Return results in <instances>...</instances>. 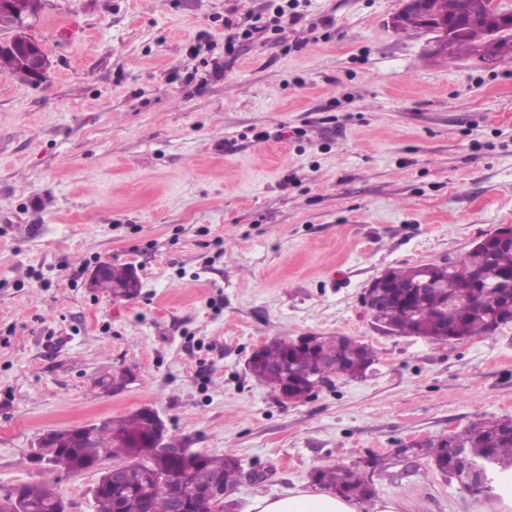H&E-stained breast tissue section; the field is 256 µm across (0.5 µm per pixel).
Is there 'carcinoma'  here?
Wrapping results in <instances>:
<instances>
[{
	"label": "carcinoma",
	"mask_w": 512,
	"mask_h": 512,
	"mask_svg": "<svg viewBox=\"0 0 512 512\" xmlns=\"http://www.w3.org/2000/svg\"><path fill=\"white\" fill-rule=\"evenodd\" d=\"M481 0H433L437 17L464 19L455 39L452 55H476L498 39L500 23L477 8ZM22 62L15 52L0 51V73L22 81ZM129 267L110 266L96 287L107 288L113 297L133 298L138 289L127 280ZM371 300V314L380 324L401 334H409L436 345L494 335L512 323V245L493 243L485 254L472 250L442 264L399 266L385 270ZM375 362V352L367 344L347 336H309L301 345L274 339L263 345L250 362V372L271 390L299 396L303 391L330 380V376L362 378ZM128 373L122 370L96 381L97 393L107 394L122 386ZM154 430L153 419L141 410L118 419H109L95 428V448H83L72 428L54 430L53 440L42 449L56 467L68 472L94 468L108 457L125 460V484L120 489L100 490L94 497L95 512H172L171 500L159 484L160 476L173 470L183 472L196 464L224 476V486L237 485L241 463L237 457L204 454L180 464L166 463L144 452ZM467 451L476 461L492 459L502 470L512 469V419H482L465 430L428 441L417 450L398 449L404 455L430 459L441 475L458 480L474 497L486 495L487 487L477 474L464 473L459 453ZM387 468L386 459L361 458L352 467L321 465L310 473L311 482L343 498L372 499V476ZM26 512H62L63 500L36 484L22 486ZM222 500L195 499L190 512H227Z\"/></svg>",
	"instance_id": "carcinoma-1"
}]
</instances>
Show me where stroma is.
I'll list each match as a JSON object with an SVG mask.
<instances>
[{
  "mask_svg": "<svg viewBox=\"0 0 512 512\" xmlns=\"http://www.w3.org/2000/svg\"><path fill=\"white\" fill-rule=\"evenodd\" d=\"M271 2L44 0L47 79L0 73V495L41 484L94 512L99 470L32 463L38 434L149 406L257 473L241 512L373 454L388 468L358 512H501L398 450L512 418V324L436 346L375 325L362 296L512 224V62L429 57L391 28L400 0H294L278 39L225 55ZM102 262L133 267L139 296L89 287ZM310 335L376 362L280 402L247 361Z\"/></svg>",
  "mask_w": 512,
  "mask_h": 512,
  "instance_id": "obj_1",
  "label": "stroma"
}]
</instances>
